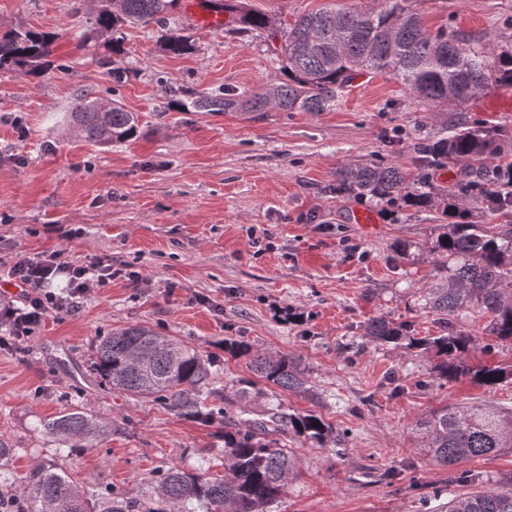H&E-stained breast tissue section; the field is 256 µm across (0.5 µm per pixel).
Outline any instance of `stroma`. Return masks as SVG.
I'll return each mask as SVG.
<instances>
[{
  "mask_svg": "<svg viewBox=\"0 0 512 512\" xmlns=\"http://www.w3.org/2000/svg\"><path fill=\"white\" fill-rule=\"evenodd\" d=\"M96 7L0 0L1 30L64 34L42 76L0 69V262L57 252L75 264L108 256L124 269L78 310L51 314L25 342L0 348V443L15 451V475L56 458L38 423L76 407L112 426L97 446L60 460L78 483L122 493L162 465L201 460L223 473L215 426L115 391L95 371L99 336L140 323L208 355L216 388L229 395L252 373L247 358L225 355V338L306 365L313 395L283 393L284 405L317 410L348 437L345 447L320 448L287 436L298 476L272 512H436L434 493L464 487L426 452L420 418L465 403L512 409V380L449 382L436 376L432 354L366 340L379 316L418 337L442 333L421 299L438 280L421 247L448 218L337 191L336 172L394 162L414 175L415 139L449 135L465 120L512 133V89L435 108L390 75L368 74L328 112H183L168 108L171 92H258L284 80L266 33L206 29L180 6L167 27L191 37L192 53L163 51L151 24L125 27L116 55L95 33ZM413 7L429 31L512 41V0ZM86 92L116 96L136 113V138L108 147L85 140L66 115ZM361 210L376 216L375 229L354 222ZM399 244L406 258H397ZM465 468L476 476L470 490L512 488V449ZM388 469L398 473L391 484L380 478Z\"/></svg>",
  "mask_w": 512,
  "mask_h": 512,
  "instance_id": "obj_1",
  "label": "stroma"
}]
</instances>
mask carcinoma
I'll list each match as a JSON object with an SVG mask.
<instances>
[{"instance_id": "carcinoma-1", "label": "carcinoma", "mask_w": 512, "mask_h": 512, "mask_svg": "<svg viewBox=\"0 0 512 512\" xmlns=\"http://www.w3.org/2000/svg\"><path fill=\"white\" fill-rule=\"evenodd\" d=\"M97 31L121 51V28L130 24L164 27L180 0H98ZM412 0H373L354 10L327 0L314 12L297 16L281 27L249 8L243 0L214 3L229 14L227 32L265 30L281 58L288 81L268 85L260 93L206 94L193 92L175 102L187 112H243L258 116L267 108L283 112H326L336 107L345 88L363 73H388L409 94L436 106H462L493 86L512 88V46L472 42L440 30L428 32ZM63 32L27 27L0 31V68L27 75L41 71ZM164 51L189 54V37L165 31ZM102 99L81 96L68 113L84 138L98 146L123 143L137 136L138 118L112 101L101 111ZM507 132L462 122L447 137L420 138L414 145L419 174L407 177L394 165H350L336 172V187L361 197L408 207H441L454 218L430 243L441 281L424 294L425 304L442 316L447 331L415 337L406 323L384 317L371 321L370 340L432 351L439 359L438 376L448 382L461 377L482 387L512 379V365L468 361L473 337L455 327L462 312L486 320L488 335L512 342V155L502 140ZM453 164L460 178L437 187L430 172ZM498 217L504 223L488 227L475 218ZM224 353L249 359L251 371L267 383L252 392L254 382L238 380V412L208 406L216 394L211 361L174 336L142 324L113 328L99 338L95 367L102 379L131 397L150 399L180 418L212 424L222 422L224 474H209L203 465L186 469L159 467L143 490L116 494L107 487L85 489L72 483L65 470L47 461L33 465L18 480L9 460L16 449L0 445V512H271L296 477V457L279 434L301 437L321 448L344 442L339 432L315 411L282 409L277 390L310 393L308 370L286 353L254 352L240 337L224 341ZM271 401L259 413L248 410L253 399ZM426 451L440 465L455 467L512 448V411L485 405L444 407L420 422ZM109 424L75 408L43 423L63 457L93 446L108 433ZM441 512H512V491L487 490L448 498Z\"/></svg>"}]
</instances>
